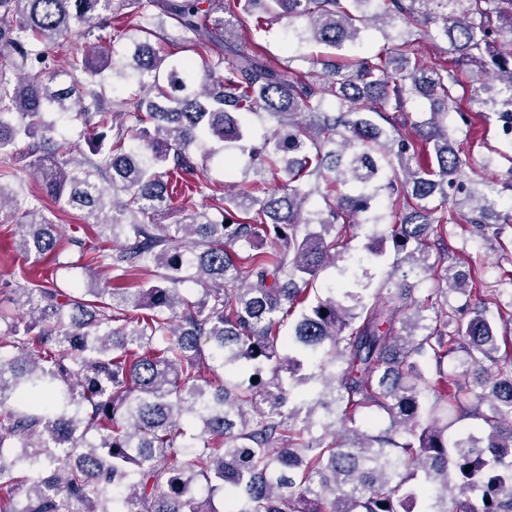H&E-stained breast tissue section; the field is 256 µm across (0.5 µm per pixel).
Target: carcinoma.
<instances>
[{"label": "carcinoma", "instance_id": "obj_1", "mask_svg": "<svg viewBox=\"0 0 512 512\" xmlns=\"http://www.w3.org/2000/svg\"><path fill=\"white\" fill-rule=\"evenodd\" d=\"M242 16L254 30L231 43ZM282 21L316 78L254 40ZM380 25L398 35L374 52L365 33ZM76 29L78 85L42 61ZM432 30L450 63H421ZM505 33L512 0H0V215L21 225L27 256L89 252L4 183L23 161L112 240L86 265L114 272L80 296L28 279L24 313L0 309V512H512V338L500 352L488 317L500 289L469 290L450 269L422 297L411 282L435 269L447 224L512 223L458 179L448 129L467 96L512 135ZM221 44L227 56L208 55ZM64 118L91 154L57 138ZM217 151L225 174L271 180L210 203ZM184 176L204 203L164 224ZM450 189L468 213L448 210ZM385 208L395 223L358 274L351 231ZM386 239L392 270L376 282ZM466 289V307L448 303ZM459 349L480 368L468 383L445 369ZM451 416L481 424L452 432Z\"/></svg>", "mask_w": 512, "mask_h": 512}]
</instances>
